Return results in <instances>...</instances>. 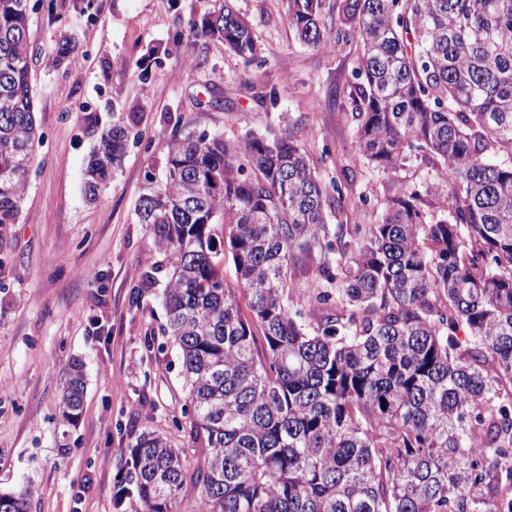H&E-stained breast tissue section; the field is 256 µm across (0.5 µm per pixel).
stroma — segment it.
<instances>
[{
  "label": "stroma",
  "instance_id": "35a3bbf8",
  "mask_svg": "<svg viewBox=\"0 0 512 512\" xmlns=\"http://www.w3.org/2000/svg\"><path fill=\"white\" fill-rule=\"evenodd\" d=\"M213 0H53L33 11L36 117L43 135L17 223L0 229V491L24 492L30 512H114V486L137 437L184 445L181 364L163 333L168 258L134 207L165 142L195 131L235 142L293 127L323 178L349 175L331 224L381 217L392 184L432 183L428 160L385 171L358 153L357 123L337 91L355 81L357 42L333 51L297 42L283 0H234L260 44L256 63L185 32ZM84 51L48 62L61 36ZM134 112L140 136L100 199L84 169L94 127ZM151 283H144L145 274ZM86 390L76 423L61 399L74 363Z\"/></svg>",
  "mask_w": 512,
  "mask_h": 512
}]
</instances>
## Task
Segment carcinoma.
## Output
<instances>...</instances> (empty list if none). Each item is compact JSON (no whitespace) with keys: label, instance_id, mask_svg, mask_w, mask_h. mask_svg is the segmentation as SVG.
Instances as JSON below:
<instances>
[{"label":"carcinoma","instance_id":"obj_1","mask_svg":"<svg viewBox=\"0 0 512 512\" xmlns=\"http://www.w3.org/2000/svg\"><path fill=\"white\" fill-rule=\"evenodd\" d=\"M41 0H0V227L17 223L36 121L29 40ZM285 0L297 40L362 46L346 99L360 156L383 170L422 152L436 182L395 192L369 224L343 206L290 128L237 143L188 132L145 173L137 223L170 258L164 334L181 361L186 449L144 432L120 470L116 512H512V0ZM247 62L252 23L231 0L190 23ZM82 58L57 46L55 64ZM138 124L97 131L89 199ZM443 213L428 216L422 194ZM231 259L238 286L224 284ZM329 287L292 298L295 270ZM73 369L62 416L78 420ZM0 512H29L0 493Z\"/></svg>","mask_w":512,"mask_h":512}]
</instances>
